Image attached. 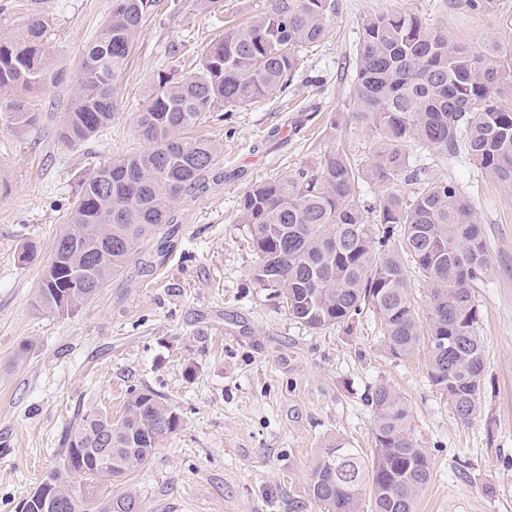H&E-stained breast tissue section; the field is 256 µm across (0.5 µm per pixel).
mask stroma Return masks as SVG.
<instances>
[{
    "label": "stroma",
    "mask_w": 512,
    "mask_h": 512,
    "mask_svg": "<svg viewBox=\"0 0 512 512\" xmlns=\"http://www.w3.org/2000/svg\"><path fill=\"white\" fill-rule=\"evenodd\" d=\"M162 0L146 21L116 90L111 124L80 146L56 135L84 49L112 0H0V33L28 17L52 20L47 53L58 82L30 100L36 124L9 130L0 94V512H15L58 466L79 409L120 419L130 388L158 390L181 419L150 462L102 481L133 487L144 512H327L309 495V470L327 440L371 451L368 398L387 382L412 410L432 479L415 512H512V183L488 178L466 156L426 161L428 181L458 182L478 214L492 271L476 299L486 359L481 408L453 415L426 377L425 357L389 356L374 315L353 330L298 323L253 279L256 257L241 197L260 181L315 169L330 150L370 156L375 137L352 116L350 89L362 20L406 12L449 40L480 49L505 36L512 0L488 13L454 0H336L331 34L303 48L281 91L211 114L198 132L224 146L179 204L178 243L152 270L130 264L70 316L37 310L35 296L82 180L113 157L143 149L136 115L171 58L196 52L223 20L249 21L267 0H224L223 15L197 0Z\"/></svg>",
    "instance_id": "1"
}]
</instances>
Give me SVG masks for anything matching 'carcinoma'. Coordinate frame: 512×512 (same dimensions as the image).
I'll return each instance as SVG.
<instances>
[{
  "instance_id": "1",
  "label": "carcinoma",
  "mask_w": 512,
  "mask_h": 512,
  "mask_svg": "<svg viewBox=\"0 0 512 512\" xmlns=\"http://www.w3.org/2000/svg\"><path fill=\"white\" fill-rule=\"evenodd\" d=\"M332 0H269L246 25L226 28L203 49L195 71L177 61L157 75L137 115L142 150L119 155L81 183L68 227L43 269L36 308L62 316L93 301L133 260L149 267L169 248L168 225L177 204L223 161L224 145L190 134L210 113L263 98L284 86L299 65V48L330 31ZM158 0H112V15L86 50L75 90L58 129L75 147L109 123L112 90L122 76L144 22ZM49 20L33 15L21 31L0 35V90L42 94L58 72L44 38ZM350 102L355 117L377 138L374 155L358 162L333 149L315 171L254 185L241 198L256 255L254 279L281 300L288 315L313 330H351L363 313L380 320L387 353L422 350L428 380L467 421L481 402L485 355L477 334V288L491 258L476 212L460 185L429 182L410 164L409 148L453 158L465 149L491 179L512 183V42L481 51L457 45L408 13L363 20L356 48ZM36 121L11 105L10 129ZM385 189L367 207L359 185ZM419 185L407 194L399 185ZM426 284L421 319L403 257ZM369 402L374 448L367 456L343 439L327 441L308 475L311 498L329 512H413L432 477V462L412 430L407 399L387 383ZM180 417L149 387L129 391L114 423L96 411L77 414L67 430L56 470L38 485L69 474L118 479L145 465ZM118 467L91 468L89 449L107 437ZM60 507L46 511L30 495L18 512H143L130 488L100 498L58 492Z\"/></svg>"
}]
</instances>
